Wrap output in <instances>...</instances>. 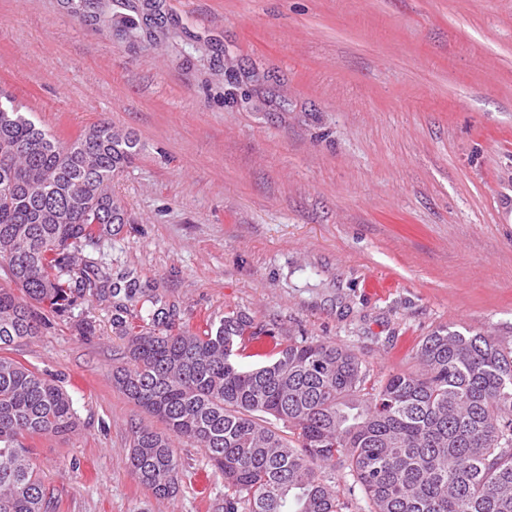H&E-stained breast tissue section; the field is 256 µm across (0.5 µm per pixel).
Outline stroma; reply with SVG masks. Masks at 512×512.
<instances>
[{
    "mask_svg": "<svg viewBox=\"0 0 512 512\" xmlns=\"http://www.w3.org/2000/svg\"><path fill=\"white\" fill-rule=\"evenodd\" d=\"M161 35L107 33L61 0H0V88L51 133L138 150L126 221L84 248L102 292L46 312L10 357L71 396L77 430L29 440L55 512H224V481L173 441L179 492L130 465L164 425L112 383L118 289L173 328L243 315L246 368L294 340L352 349L373 379L419 368L450 326L512 347V0H124Z\"/></svg>",
    "mask_w": 512,
    "mask_h": 512,
    "instance_id": "obj_1",
    "label": "stroma"
}]
</instances>
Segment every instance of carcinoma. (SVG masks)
<instances>
[{"label":"carcinoma","mask_w":512,"mask_h":512,"mask_svg":"<svg viewBox=\"0 0 512 512\" xmlns=\"http://www.w3.org/2000/svg\"><path fill=\"white\" fill-rule=\"evenodd\" d=\"M64 4L112 27L115 0ZM135 148L105 125L63 142L0 91V258L15 285L0 288V512H49L25 441L78 426L62 386L3 352L39 335L35 306H73L76 259L124 223L112 180ZM149 302L151 328L138 331L118 305L126 363L112 382L165 425L132 436V472L154 495L178 491L177 437L224 478V512H342L340 490L320 476L327 466L347 471L368 512H512V348L495 338L440 328L418 348L420 370L373 382L353 350L324 341L245 368L236 344L247 318L175 332Z\"/></svg>","instance_id":"obj_1"}]
</instances>
